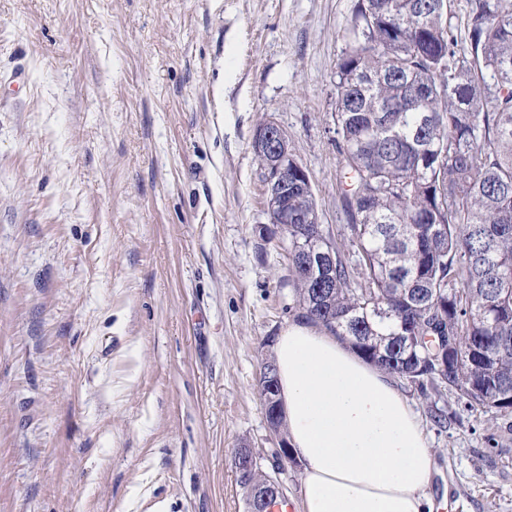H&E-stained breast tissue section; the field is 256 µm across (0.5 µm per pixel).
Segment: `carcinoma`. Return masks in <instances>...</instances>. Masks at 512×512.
<instances>
[{
  "mask_svg": "<svg viewBox=\"0 0 512 512\" xmlns=\"http://www.w3.org/2000/svg\"><path fill=\"white\" fill-rule=\"evenodd\" d=\"M445 0H358L336 63L334 124L348 239L318 223L288 171L297 317L425 393L512 410V0H471L458 41ZM330 246L335 276L304 267ZM448 329L440 377L437 325Z\"/></svg>",
  "mask_w": 512,
  "mask_h": 512,
  "instance_id": "cac0c4a2",
  "label": "carcinoma"
}]
</instances>
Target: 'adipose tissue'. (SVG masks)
I'll return each instance as SVG.
<instances>
[{
  "mask_svg": "<svg viewBox=\"0 0 512 512\" xmlns=\"http://www.w3.org/2000/svg\"><path fill=\"white\" fill-rule=\"evenodd\" d=\"M274 353L302 512H428L433 456L390 375L303 319Z\"/></svg>",
  "mask_w": 512,
  "mask_h": 512,
  "instance_id": "adipose-tissue-1",
  "label": "adipose tissue"
}]
</instances>
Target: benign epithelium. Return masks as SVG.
<instances>
[{
  "label": "benign epithelium",
  "mask_w": 512,
  "mask_h": 512,
  "mask_svg": "<svg viewBox=\"0 0 512 512\" xmlns=\"http://www.w3.org/2000/svg\"><path fill=\"white\" fill-rule=\"evenodd\" d=\"M288 136L286 132L274 121L269 120L260 125L255 133L253 145L255 150L263 157L265 167L263 175L266 188L273 199H279V195L288 193V165L298 168V174L305 173L304 168L292 160L287 149ZM334 255L332 249L314 252L310 255L311 269H320L323 277L330 276L334 269ZM259 393L263 404L266 421L271 433L277 439L278 450L276 458L278 464L276 471L283 470V463L294 461L286 435L277 425L280 402L278 400L279 389L277 386V372L274 364L267 360L263 363L260 379ZM237 462L239 480L247 479L249 472L253 471L258 462L252 451L248 448H239L234 454ZM284 497L283 489L277 476L266 475V487L256 496L250 498L249 512H270L266 504L273 499Z\"/></svg>",
  "instance_id": "obj_1"
}]
</instances>
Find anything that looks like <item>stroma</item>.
<instances>
[{"mask_svg":"<svg viewBox=\"0 0 512 512\" xmlns=\"http://www.w3.org/2000/svg\"><path fill=\"white\" fill-rule=\"evenodd\" d=\"M357 2L0 0V512H246L232 458L277 463L258 379L297 314L252 142L280 124L345 238ZM396 385L434 512H512V413Z\"/></svg>","mask_w":512,"mask_h":512,"instance_id":"obj_1","label":"stroma"}]
</instances>
